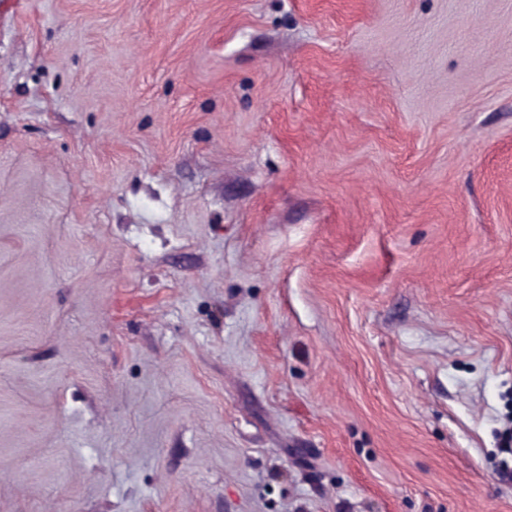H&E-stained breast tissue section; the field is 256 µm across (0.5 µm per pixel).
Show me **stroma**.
<instances>
[{
	"instance_id": "1",
	"label": "stroma",
	"mask_w": 512,
	"mask_h": 512,
	"mask_svg": "<svg viewBox=\"0 0 512 512\" xmlns=\"http://www.w3.org/2000/svg\"><path fill=\"white\" fill-rule=\"evenodd\" d=\"M512 0L0 13V512H512Z\"/></svg>"
}]
</instances>
